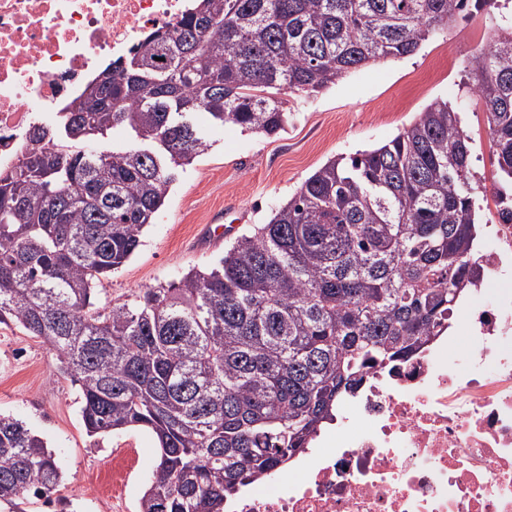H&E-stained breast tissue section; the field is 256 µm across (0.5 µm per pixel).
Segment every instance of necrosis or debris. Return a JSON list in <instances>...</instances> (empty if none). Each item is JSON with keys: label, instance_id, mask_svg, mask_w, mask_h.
Returning a JSON list of instances; mask_svg holds the SVG:
<instances>
[{"label": "necrosis or debris", "instance_id": "1", "mask_svg": "<svg viewBox=\"0 0 512 512\" xmlns=\"http://www.w3.org/2000/svg\"><path fill=\"white\" fill-rule=\"evenodd\" d=\"M190 0H0V169L104 65L174 28ZM446 327L362 386L289 471L225 512H512V223Z\"/></svg>", "mask_w": 512, "mask_h": 512}]
</instances>
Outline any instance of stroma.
<instances>
[{
	"label": "stroma",
	"instance_id": "stroma-1",
	"mask_svg": "<svg viewBox=\"0 0 512 512\" xmlns=\"http://www.w3.org/2000/svg\"><path fill=\"white\" fill-rule=\"evenodd\" d=\"M482 6L425 41L406 58H389L356 70L316 95L288 99V127L274 138L241 128L209 126L207 148L184 170L165 207L142 235L139 250L105 279L98 303L108 306L144 288L179 281L191 268L212 266L226 244L255 225L328 160L379 147L431 103L444 100L459 112L472 139L473 170L489 177L494 155L486 115L469 88V60L489 42ZM0 414L23 421L48 443L63 484L50 497H31L27 512H112L98 485L112 474L113 451L133 449L124 477L125 512L139 501L156 466L153 436L134 431L120 437L88 436L80 397L69 377L39 339L19 327L0 326Z\"/></svg>",
	"mask_w": 512,
	"mask_h": 512
}]
</instances>
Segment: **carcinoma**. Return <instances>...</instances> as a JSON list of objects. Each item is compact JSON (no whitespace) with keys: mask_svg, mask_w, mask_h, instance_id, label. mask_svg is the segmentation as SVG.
<instances>
[{"mask_svg":"<svg viewBox=\"0 0 512 512\" xmlns=\"http://www.w3.org/2000/svg\"><path fill=\"white\" fill-rule=\"evenodd\" d=\"M484 0H192L29 130L0 171V324L46 345L91 436L145 430L159 456L140 512L224 499L310 445L369 368L412 357L480 277L481 184L459 113L430 104L380 147L327 161L218 263L99 307L181 171L207 147L192 116L277 136L285 96L415 54ZM469 68L512 209V15ZM121 129L129 142L83 144ZM47 443L0 417V512L57 491Z\"/></svg>","mask_w":512,"mask_h":512,"instance_id":"cac0c4a2","label":"carcinoma"}]
</instances>
